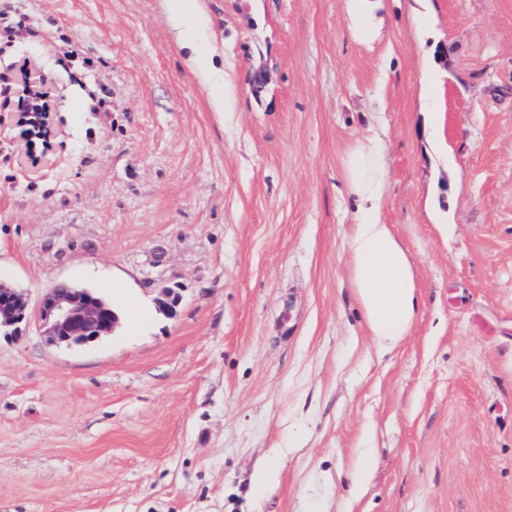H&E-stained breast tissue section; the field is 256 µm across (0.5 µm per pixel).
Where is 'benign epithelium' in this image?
Listing matches in <instances>:
<instances>
[{
	"label": "benign epithelium",
	"mask_w": 512,
	"mask_h": 512,
	"mask_svg": "<svg viewBox=\"0 0 512 512\" xmlns=\"http://www.w3.org/2000/svg\"><path fill=\"white\" fill-rule=\"evenodd\" d=\"M15 91L22 101L16 122L26 133L20 148L24 166L41 168L52 150L55 103L44 90L41 73L28 65L16 75ZM32 319L48 342L67 347L93 344L120 323L118 314L86 288L57 283L43 293L33 310L24 289L0 282V335L17 336Z\"/></svg>",
	"instance_id": "benign-epithelium-1"
}]
</instances>
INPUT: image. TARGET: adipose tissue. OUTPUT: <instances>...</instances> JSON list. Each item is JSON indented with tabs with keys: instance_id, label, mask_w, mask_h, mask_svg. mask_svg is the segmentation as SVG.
Listing matches in <instances>:
<instances>
[{
	"instance_id": "obj_1",
	"label": "adipose tissue",
	"mask_w": 512,
	"mask_h": 512,
	"mask_svg": "<svg viewBox=\"0 0 512 512\" xmlns=\"http://www.w3.org/2000/svg\"><path fill=\"white\" fill-rule=\"evenodd\" d=\"M342 166L356 202L349 236L353 286L370 335L380 351L389 352L408 336L417 298L409 257L383 218L388 176L380 135L356 140Z\"/></svg>"
}]
</instances>
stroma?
Here are the masks:
<instances>
[{"instance_id":"stroma-1","label":"stroma","mask_w":512,"mask_h":512,"mask_svg":"<svg viewBox=\"0 0 512 512\" xmlns=\"http://www.w3.org/2000/svg\"><path fill=\"white\" fill-rule=\"evenodd\" d=\"M202 4L210 70L168 0L0 16V280L120 317L0 335V512H512V0H382L369 44L346 0ZM26 63L57 98L36 172L4 98ZM376 126L418 297L385 354L341 193Z\"/></svg>"}]
</instances>
